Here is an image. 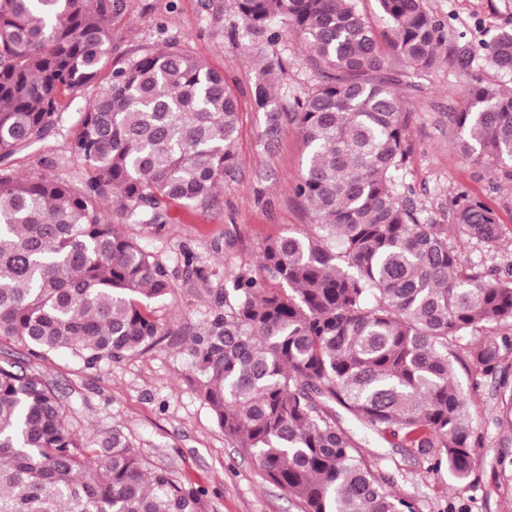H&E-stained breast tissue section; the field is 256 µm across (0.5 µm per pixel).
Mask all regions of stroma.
Masks as SVG:
<instances>
[{"label":"stroma","instance_id":"35a3bbf8","mask_svg":"<svg viewBox=\"0 0 512 512\" xmlns=\"http://www.w3.org/2000/svg\"><path fill=\"white\" fill-rule=\"evenodd\" d=\"M430 14L448 23L439 47V65L403 78L404 66L393 53L384 56V74L402 77L401 96L409 112V156L404 181L433 223L450 221L459 193L481 201L504 227L498 260H512V170L464 159L454 148L452 113L466 104L474 79L512 91V77L501 75L483 50L504 29H512V0H424ZM124 12L112 21L108 65L123 66L140 48H162L166 38L180 40L232 78L241 101L238 166L205 202L171 204L166 224L155 231L131 226L129 233L146 244L166 266L175 288L152 305L163 329L152 347L93 367L70 352L59 351L40 368L66 394L74 411L73 426L85 437L118 427L154 466L198 499V512H301L300 503L273 484L256 464L217 426L209 407L188 381L185 351L194 331L210 316L205 287L188 275L189 267L207 271L256 269L265 245L289 231L312 232L311 205L293 187L305 159L302 137L285 121L274 140L265 136V117L252 102V88L263 54L283 56L277 92L283 111L294 97L314 91L326 79L323 68L306 56L301 39L284 23L261 36L245 34L236 0H125ZM85 92L71 96L65 113L68 133L8 158L18 174L39 171L55 162L65 177L83 167L70 152L78 130V110ZM455 381L471 397L473 428L481 479L464 494L468 512H512V493L498 485L489 464L499 449V434L490 424L489 384L474 387L469 371L457 369ZM367 448L389 475L393 488L410 497L417 512H440L449 501L448 474L423 476V464L385 440L367 436Z\"/></svg>","mask_w":512,"mask_h":512}]
</instances>
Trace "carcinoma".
I'll list each match as a JSON object with an SVG mask.
<instances>
[{
	"label": "carcinoma",
	"instance_id": "1",
	"mask_svg": "<svg viewBox=\"0 0 512 512\" xmlns=\"http://www.w3.org/2000/svg\"><path fill=\"white\" fill-rule=\"evenodd\" d=\"M236 4L245 32L282 19L328 70L289 114L275 87L282 57L263 64L252 91L267 135L289 118L303 137L294 191L316 224L270 241L257 271L209 290L210 318L188 349L195 393L302 512H416L346 419L431 462V472L446 467L448 494L458 495L479 481V437L454 384L461 365L476 384L490 382L501 434L491 469L512 488V277L460 246L491 253L503 225L465 194L449 224L417 208L402 175L401 80L379 74L382 39L403 77L433 69L448 24L424 0H378L389 23L380 36L358 0ZM125 7L0 0V159L63 134V101L93 89L72 146L85 178L0 170V341L26 352L0 359V512H197L194 494L121 429L80 436L38 366L60 350L93 366L153 344L161 327L150 302L173 283L125 225L160 229L171 202L206 200L238 160V98L178 39L102 77L112 17ZM485 50L512 75V30ZM451 121L462 156L512 166L511 93L477 80Z\"/></svg>",
	"mask_w": 512,
	"mask_h": 512
}]
</instances>
